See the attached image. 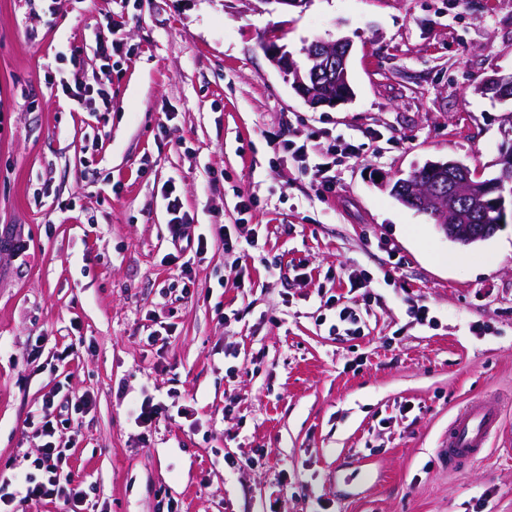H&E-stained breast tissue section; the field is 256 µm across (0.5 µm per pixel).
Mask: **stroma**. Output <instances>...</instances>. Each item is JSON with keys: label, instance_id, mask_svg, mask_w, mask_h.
I'll list each match as a JSON object with an SVG mask.
<instances>
[{"label": "stroma", "instance_id": "1", "mask_svg": "<svg viewBox=\"0 0 512 512\" xmlns=\"http://www.w3.org/2000/svg\"><path fill=\"white\" fill-rule=\"evenodd\" d=\"M268 30L299 62L349 39L354 98L307 105ZM489 75H512V0H0V232L28 244L0 253V472L32 471L31 420L58 391L94 401L57 429L87 512H512V222L463 247L385 187L428 161L496 175L512 100L479 91ZM79 81L106 98L72 100ZM333 137L360 152L332 195L272 149ZM170 185L194 223L257 234L210 241L188 292ZM344 294L355 339L326 325ZM145 387L192 414L138 428ZM479 396L504 423L449 471L448 425ZM246 225L247 224H234L233 225L234 229H235V233H236V237L234 238V241L232 238L230 228L228 227V225H224V224H215L214 225L216 227L214 228L215 230H214L213 236L218 238L220 241L224 242L225 252L234 251L236 249V246L239 244L238 239H240V238H243L245 240V242H247L248 244L253 242L252 238L255 234L254 229L253 228L246 229Z\"/></svg>", "mask_w": 512, "mask_h": 512}]
</instances>
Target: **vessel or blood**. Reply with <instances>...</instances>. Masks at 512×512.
<instances>
[{"label": "vessel or blood", "mask_w": 512, "mask_h": 512, "mask_svg": "<svg viewBox=\"0 0 512 512\" xmlns=\"http://www.w3.org/2000/svg\"><path fill=\"white\" fill-rule=\"evenodd\" d=\"M502 425V404L493 397L467 402L448 427L444 453L448 468L458 471L463 465L483 458L489 440Z\"/></svg>", "instance_id": "1"}]
</instances>
